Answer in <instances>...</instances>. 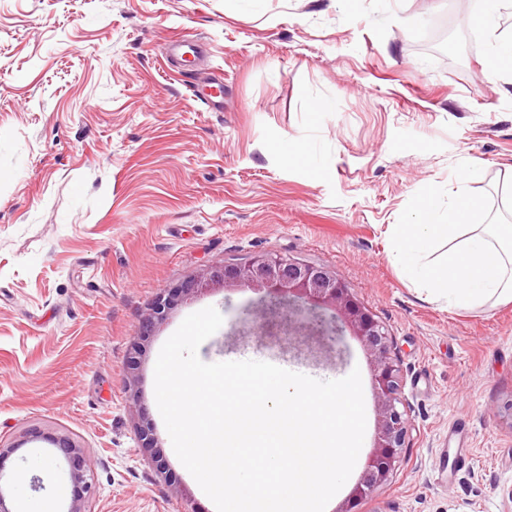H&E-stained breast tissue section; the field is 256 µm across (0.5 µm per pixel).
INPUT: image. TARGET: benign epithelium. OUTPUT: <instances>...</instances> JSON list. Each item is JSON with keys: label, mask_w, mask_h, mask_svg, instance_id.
Returning <instances> with one entry per match:
<instances>
[{"label": "benign epithelium", "mask_w": 512, "mask_h": 512, "mask_svg": "<svg viewBox=\"0 0 512 512\" xmlns=\"http://www.w3.org/2000/svg\"><path fill=\"white\" fill-rule=\"evenodd\" d=\"M247 286L263 293L266 320L256 326L258 336H292L297 330L335 341L344 331L355 336L369 359L371 382L376 402L374 451L353 487L348 502L351 508L370 497L388 481L400 458L409 430L407 411L401 399V368L392 357V337L387 327L366 308L352 289L333 270L302 263L290 257L262 254L245 264L219 263L183 280L155 301L142 319L132 343L127 367L134 371L139 363L141 344L153 335L165 312L179 302L204 292ZM332 311L331 319L324 313ZM43 440L67 466L71 502L66 512H89L92 488V459L86 448L69 436L33 428L27 441Z\"/></svg>", "instance_id": "1"}]
</instances>
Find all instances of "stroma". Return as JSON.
<instances>
[{
	"label": "stroma",
	"instance_id": "stroma-1",
	"mask_svg": "<svg viewBox=\"0 0 512 512\" xmlns=\"http://www.w3.org/2000/svg\"><path fill=\"white\" fill-rule=\"evenodd\" d=\"M480 0H0V442L40 490L0 481L17 512H65L64 462L34 426L94 460L90 512H216L177 458L154 368L188 315L215 307L207 363L259 360L336 380L354 336L258 338L248 288L172 307L135 374L126 357L160 294L223 261L324 266L388 328L409 433L358 512H512V302L458 309L391 257L420 197L470 164L489 219L512 220V82L490 83ZM196 36L198 60L172 57ZM222 85L224 107L204 95ZM325 104L315 112L312 102ZM300 146L289 163L285 146ZM139 409H132V402ZM465 426L467 467L448 466ZM151 426V453L140 432Z\"/></svg>",
	"mask_w": 512,
	"mask_h": 512
}]
</instances>
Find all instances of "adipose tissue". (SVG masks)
Instances as JSON below:
<instances>
[{"label":"adipose tissue","mask_w":512,"mask_h":512,"mask_svg":"<svg viewBox=\"0 0 512 512\" xmlns=\"http://www.w3.org/2000/svg\"><path fill=\"white\" fill-rule=\"evenodd\" d=\"M479 176L476 167L460 175L447 204L423 196L417 223L398 225L392 247L395 262L415 275L421 290L461 309L512 300V225L483 223L484 206L468 192ZM440 240L447 252L429 261Z\"/></svg>","instance_id":"ef3b65f1"}]
</instances>
